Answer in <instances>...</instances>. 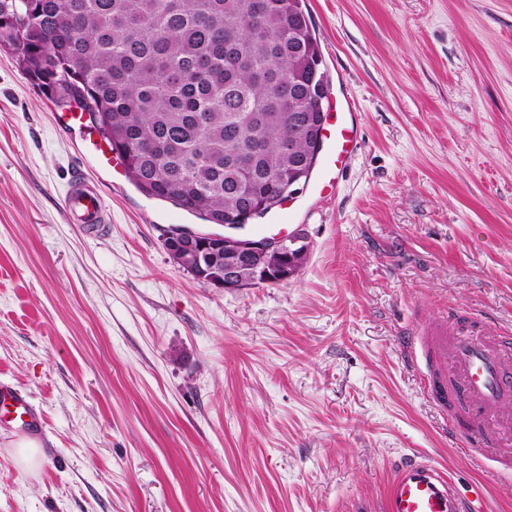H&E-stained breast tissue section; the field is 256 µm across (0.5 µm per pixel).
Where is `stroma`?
I'll list each match as a JSON object with an SVG mask.
<instances>
[{
  "label": "stroma",
  "instance_id": "obj_1",
  "mask_svg": "<svg viewBox=\"0 0 512 512\" xmlns=\"http://www.w3.org/2000/svg\"><path fill=\"white\" fill-rule=\"evenodd\" d=\"M364 145L334 195L300 188L296 277L224 290L164 244L198 219L100 167L0 50V512H377L425 454L486 512L512 474L471 467L405 366L400 333L479 311L512 326V0H307ZM111 215L70 223L76 175ZM12 416L22 423L23 429H29L34 415L26 397L19 391L0 386V417Z\"/></svg>",
  "mask_w": 512,
  "mask_h": 512
}]
</instances>
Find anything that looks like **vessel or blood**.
Listing matches in <instances>:
<instances>
[{"instance_id":"1","label":"vessel or blood","mask_w":512,"mask_h":512,"mask_svg":"<svg viewBox=\"0 0 512 512\" xmlns=\"http://www.w3.org/2000/svg\"><path fill=\"white\" fill-rule=\"evenodd\" d=\"M361 142V125L352 105H345L326 138L323 169L347 164ZM65 207L73 224L93 227L109 221L96 186L82 176L73 180ZM401 345L449 437L472 464L485 466L489 434H496L498 447L512 446V430L499 425L502 409L512 405V344L499 339L496 324L485 323L478 335L443 327L426 336L403 337ZM5 415L26 428L34 421L26 397L0 386V417ZM483 502L482 490L462 492L445 468L419 455L397 463L383 512H484Z\"/></svg>"}]
</instances>
